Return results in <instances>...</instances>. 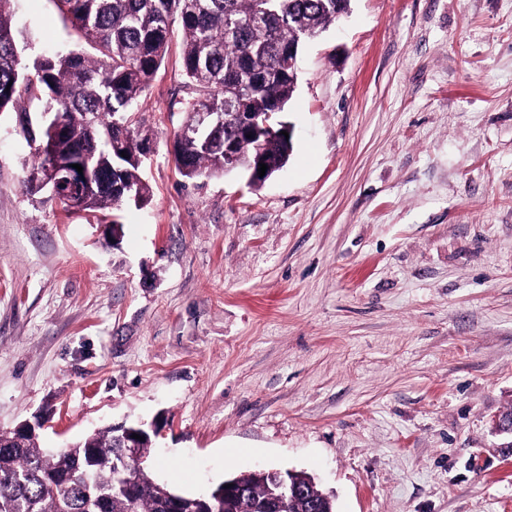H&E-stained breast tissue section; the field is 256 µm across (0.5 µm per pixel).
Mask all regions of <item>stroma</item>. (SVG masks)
<instances>
[{"mask_svg": "<svg viewBox=\"0 0 512 512\" xmlns=\"http://www.w3.org/2000/svg\"><path fill=\"white\" fill-rule=\"evenodd\" d=\"M10 9L25 61L73 48L54 0ZM179 52L142 98L143 202L28 193L45 103L0 112V430L156 423L186 494L277 469L336 512H512V0H352L256 189L178 174Z\"/></svg>", "mask_w": 512, "mask_h": 512, "instance_id": "obj_1", "label": "stroma"}]
</instances>
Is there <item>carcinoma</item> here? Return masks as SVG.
Segmentation results:
<instances>
[{"label":"carcinoma","instance_id":"obj_1","mask_svg":"<svg viewBox=\"0 0 512 512\" xmlns=\"http://www.w3.org/2000/svg\"><path fill=\"white\" fill-rule=\"evenodd\" d=\"M10 0H0V112L38 91L52 113L38 134L27 191H41L48 168L76 175L81 209L99 212L127 199L115 185L143 200L142 153L152 139L135 119L145 88L182 34L180 64L192 95L181 101L185 119L194 112H223L240 101L247 112H282L297 78L288 76V47L301 55L350 8L351 0H56L76 34L79 48L45 55L27 65L18 52ZM10 91H5V88ZM237 138L230 124L190 139L174 137L173 159L189 180L224 173V140ZM239 169L256 161L271 173L288 160L292 147L280 136L238 138ZM127 157H122L121 152ZM112 428L68 448L40 447L35 436L0 431V512H165L179 495L181 512H199L202 495H186L156 482L147 463L133 468L134 494L120 485L121 449ZM295 482L311 488L314 500L294 496L285 512H335L323 490L303 474ZM237 512H263L274 477H236Z\"/></svg>","mask_w":512,"mask_h":512}]
</instances>
